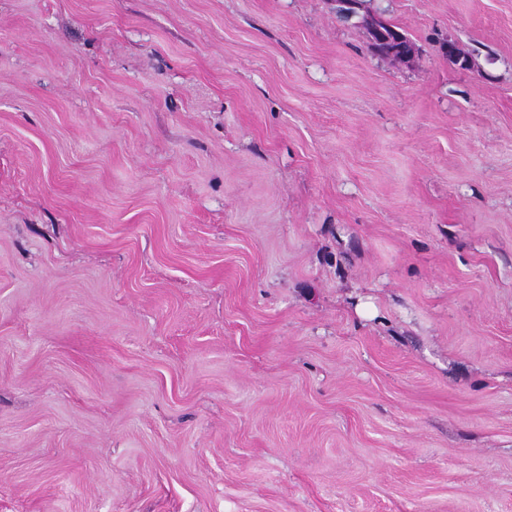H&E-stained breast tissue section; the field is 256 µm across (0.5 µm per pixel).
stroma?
I'll return each instance as SVG.
<instances>
[{"instance_id": "stroma-1", "label": "stroma", "mask_w": 512, "mask_h": 512, "mask_svg": "<svg viewBox=\"0 0 512 512\" xmlns=\"http://www.w3.org/2000/svg\"><path fill=\"white\" fill-rule=\"evenodd\" d=\"M367 7L0 0V512H512V0ZM367 25L373 35V46L375 50H379L381 45H386L388 55L391 58H397L399 61H407L414 55V46L405 43L404 39L398 34L388 31L389 25L396 29L395 26L391 24L388 25L384 20L376 16L374 19L369 18ZM371 33L367 30L370 46H372ZM381 55L388 57V55L385 54Z\"/></svg>"}]
</instances>
